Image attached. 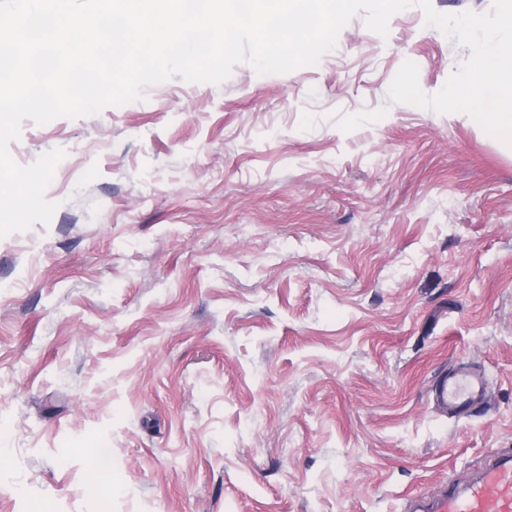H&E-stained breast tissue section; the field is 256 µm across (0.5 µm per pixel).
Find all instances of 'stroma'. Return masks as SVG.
I'll return each mask as SVG.
<instances>
[{
    "label": "stroma",
    "instance_id": "obj_1",
    "mask_svg": "<svg viewBox=\"0 0 512 512\" xmlns=\"http://www.w3.org/2000/svg\"><path fill=\"white\" fill-rule=\"evenodd\" d=\"M470 54L359 13L315 66L24 121L18 164L64 157L0 237V512H408L512 456V148L389 97ZM486 387L483 378L467 366L454 369L441 378L433 390L436 405L450 416H459L472 406L484 402Z\"/></svg>",
    "mask_w": 512,
    "mask_h": 512
}]
</instances>
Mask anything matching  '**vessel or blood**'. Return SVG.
<instances>
[{
  "label": "vessel or blood",
  "mask_w": 512,
  "mask_h": 512,
  "mask_svg": "<svg viewBox=\"0 0 512 512\" xmlns=\"http://www.w3.org/2000/svg\"><path fill=\"white\" fill-rule=\"evenodd\" d=\"M485 398L483 378L466 366L441 378L433 390L436 405L452 416L463 414ZM428 512H512V459L490 463L465 487L433 500Z\"/></svg>",
  "instance_id": "obj_1"
}]
</instances>
